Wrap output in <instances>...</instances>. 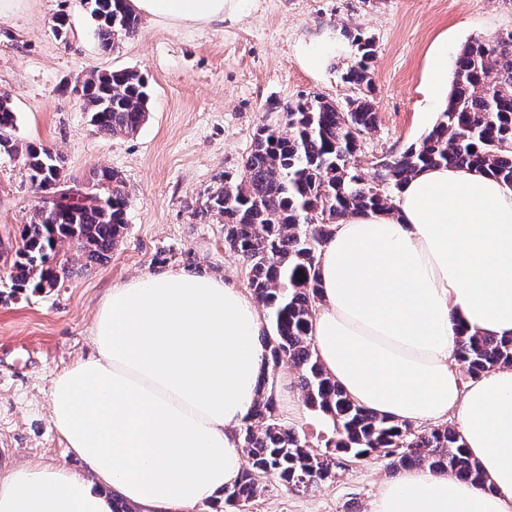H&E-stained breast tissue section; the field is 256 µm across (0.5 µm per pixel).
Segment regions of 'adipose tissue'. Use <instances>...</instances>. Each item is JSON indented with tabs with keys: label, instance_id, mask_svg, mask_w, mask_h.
<instances>
[{
	"label": "adipose tissue",
	"instance_id": "obj_1",
	"mask_svg": "<svg viewBox=\"0 0 512 512\" xmlns=\"http://www.w3.org/2000/svg\"><path fill=\"white\" fill-rule=\"evenodd\" d=\"M148 18L207 26L238 0H131ZM395 214L353 213L319 260L312 338L359 406L395 422L455 416L486 478L408 468L373 512H512V368L462 379L456 338L512 336V187L485 172L431 167L400 189ZM263 313L222 279L147 274L113 286L96 353L55 379L51 418L79 475L0 463V512H112L113 489L141 512H193L223 497L244 456L235 433L265 368Z\"/></svg>",
	"mask_w": 512,
	"mask_h": 512
}]
</instances>
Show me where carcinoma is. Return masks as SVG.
Segmentation results:
<instances>
[{
    "label": "carcinoma",
    "mask_w": 512,
    "mask_h": 512,
    "mask_svg": "<svg viewBox=\"0 0 512 512\" xmlns=\"http://www.w3.org/2000/svg\"><path fill=\"white\" fill-rule=\"evenodd\" d=\"M116 25L96 23L100 49L112 52L140 26L128 0H112ZM355 47L341 80L353 95L340 105L312 92L273 104L282 123L262 125L243 159L245 175L224 174L206 198L201 216L224 223V247L242 260L248 285L266 309L262 340L270 370L256 401L237 430L248 467L224 487V507L243 510L261 495L260 478L272 476L291 490L313 491L336 478V469L372 457L388 467L428 469L485 485L448 425L415 426L379 417L353 403L322 368L312 343V319L319 300L318 263L333 225L351 213L395 211L401 186L425 166L486 169L512 186V32L465 43L454 62L451 88L438 122L403 151L362 159L363 138L376 128L371 63L374 42L345 32ZM83 105L90 125L102 136L133 137L149 117L148 79L134 70L93 71L82 77ZM18 116L9 97L0 96V153L23 159L39 201L22 225L23 248L15 252L10 293H41L65 277L60 246L72 240L90 263L110 258L126 225L129 195L118 172L100 167L87 184L105 189L85 204L62 193L64 159L42 143L17 138ZM457 361L468 376L512 366V339L476 334L457 336ZM284 363L298 373L306 408L328 422L324 451L314 452L304 434L283 423L275 408V370Z\"/></svg>",
    "instance_id": "obj_1"
}]
</instances>
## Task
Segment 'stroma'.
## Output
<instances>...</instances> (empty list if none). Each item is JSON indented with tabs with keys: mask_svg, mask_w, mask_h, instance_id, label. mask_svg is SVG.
<instances>
[{
	"mask_svg": "<svg viewBox=\"0 0 512 512\" xmlns=\"http://www.w3.org/2000/svg\"><path fill=\"white\" fill-rule=\"evenodd\" d=\"M66 16L59 37L55 20ZM361 31L376 46L371 76L378 124L363 139L366 157L402 149L427 133L444 109L427 60L455 58L474 37L512 32V0H240L224 22L202 28L142 20L135 37L106 53L95 22L79 0H15L0 23V95L18 115L17 136L43 143L65 159L83 183L90 171H118L129 192L127 226L104 264L86 266L65 244L59 260L69 271L58 287L0 300V455L20 462L61 463L72 456L50 414L58 374L95 351L96 312L112 286L143 274L186 271L247 289L246 269L224 247V226L195 214L224 174L240 178L255 130L278 122L268 103L315 91L344 102L341 72L354 57L344 30ZM324 53L309 68L307 51ZM136 69L147 79L150 114L133 137L95 133L81 100L63 90L92 71ZM34 191L20 157L0 154V290L34 211ZM295 370L277 371V413L308 439L327 424L308 410ZM391 471L371 459L339 469L333 482L298 492L274 478L246 512H371Z\"/></svg>",
	"mask_w": 512,
	"mask_h": 512,
	"instance_id": "obj_1",
	"label": "stroma"
}]
</instances>
